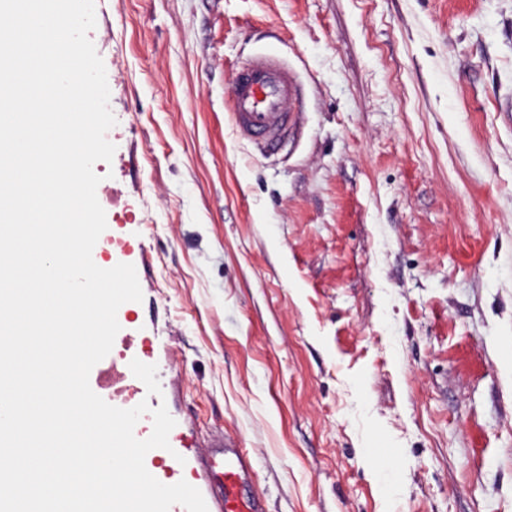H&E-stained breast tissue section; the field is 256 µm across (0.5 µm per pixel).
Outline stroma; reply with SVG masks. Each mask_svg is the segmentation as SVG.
<instances>
[{"label":"stroma","instance_id":"obj_1","mask_svg":"<svg viewBox=\"0 0 512 512\" xmlns=\"http://www.w3.org/2000/svg\"><path fill=\"white\" fill-rule=\"evenodd\" d=\"M105 237L172 436L266 512H512V0H95ZM304 84L269 158L251 55ZM301 94L300 77L288 62L277 54L254 55L235 74L231 119L242 136L270 155L299 130ZM223 443L215 444L214 449L200 457L202 465L216 491V504L224 512H265L264 501L258 497H245L239 487L249 472L250 461L240 452L224 454Z\"/></svg>","mask_w":512,"mask_h":512}]
</instances>
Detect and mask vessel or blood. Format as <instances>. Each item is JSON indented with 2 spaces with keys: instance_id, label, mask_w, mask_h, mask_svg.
I'll return each instance as SVG.
<instances>
[{
  "instance_id": "vessel-or-blood-1",
  "label": "vessel or blood",
  "mask_w": 512,
  "mask_h": 512,
  "mask_svg": "<svg viewBox=\"0 0 512 512\" xmlns=\"http://www.w3.org/2000/svg\"><path fill=\"white\" fill-rule=\"evenodd\" d=\"M302 83L298 73L275 54L250 57L237 70L230 92L231 119L244 137L253 139L264 153L294 137L301 125ZM200 463L216 491L221 512H265L262 499L243 496L239 487L250 469L240 453L215 449Z\"/></svg>"
}]
</instances>
